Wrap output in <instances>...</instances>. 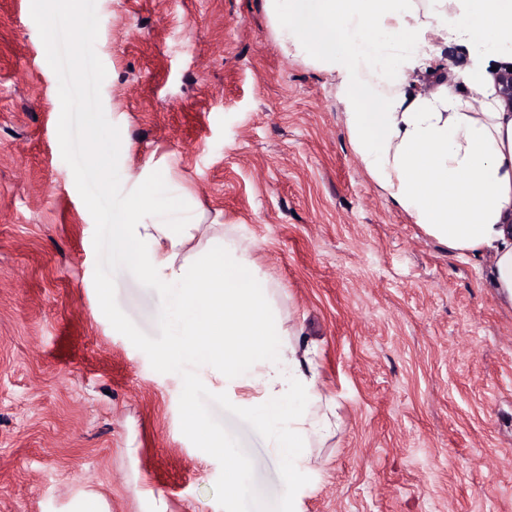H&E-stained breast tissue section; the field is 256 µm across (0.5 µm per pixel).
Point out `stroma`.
Returning a JSON list of instances; mask_svg holds the SVG:
<instances>
[{"mask_svg":"<svg viewBox=\"0 0 512 512\" xmlns=\"http://www.w3.org/2000/svg\"><path fill=\"white\" fill-rule=\"evenodd\" d=\"M101 99L123 190L168 165L249 245L283 328L312 346L337 427L295 512H512V306L396 208L355 156L321 74L275 46L263 0H95ZM31 0H0V512H221L220 466L180 428L182 380L103 315L94 221L57 135ZM117 302L157 336L154 290ZM216 416L281 493L268 441Z\"/></svg>","mask_w":512,"mask_h":512,"instance_id":"35a3bbf8","label":"stroma"}]
</instances>
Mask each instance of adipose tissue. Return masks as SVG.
<instances>
[{"label":"adipose tissue","mask_w":512,"mask_h":512,"mask_svg":"<svg viewBox=\"0 0 512 512\" xmlns=\"http://www.w3.org/2000/svg\"><path fill=\"white\" fill-rule=\"evenodd\" d=\"M281 53L324 74L344 105L351 147L393 205L460 258L490 257L512 304V111L491 69L512 56V0H264ZM471 51L446 80V50ZM430 91H418L423 75ZM375 111H366L367 103ZM168 169H147L112 234L132 265L171 291L176 323L163 356L223 370L262 394L247 414L272 439L292 491L331 428L334 400L318 385L313 350L284 341L272 286L248 248L217 234L196 244L201 219L186 194H158Z\"/></svg>","instance_id":"1"}]
</instances>
